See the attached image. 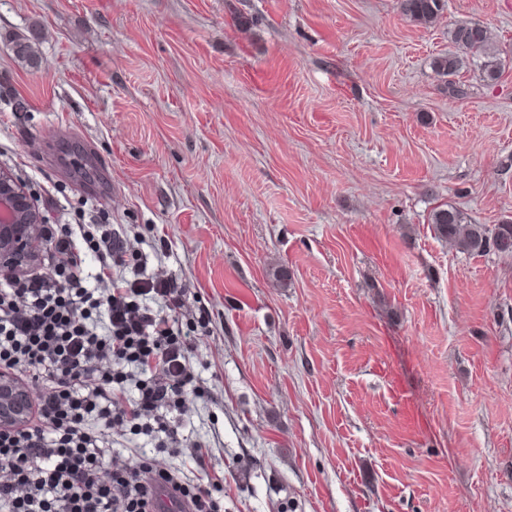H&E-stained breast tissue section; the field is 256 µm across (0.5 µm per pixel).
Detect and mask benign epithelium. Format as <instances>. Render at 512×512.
<instances>
[{"mask_svg": "<svg viewBox=\"0 0 512 512\" xmlns=\"http://www.w3.org/2000/svg\"><path fill=\"white\" fill-rule=\"evenodd\" d=\"M45 216L11 171L0 166V272L22 276L37 268L44 246ZM33 394L29 385L0 369V430L30 425Z\"/></svg>", "mask_w": 512, "mask_h": 512, "instance_id": "1", "label": "benign epithelium"}]
</instances>
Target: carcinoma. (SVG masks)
<instances>
[{
  "mask_svg": "<svg viewBox=\"0 0 512 512\" xmlns=\"http://www.w3.org/2000/svg\"><path fill=\"white\" fill-rule=\"evenodd\" d=\"M445 0H400L402 13L411 21L429 25L444 10ZM452 50L434 61L435 70L452 75L474 57L483 58L487 77H500L504 63L497 56L487 27L474 22L457 23L448 29ZM430 224L435 236L452 249L469 254L512 256V221L501 224H474L459 209L448 206L433 211Z\"/></svg>",
  "mask_w": 512,
  "mask_h": 512,
  "instance_id": "obj_1",
  "label": "carcinoma"
}]
</instances>
